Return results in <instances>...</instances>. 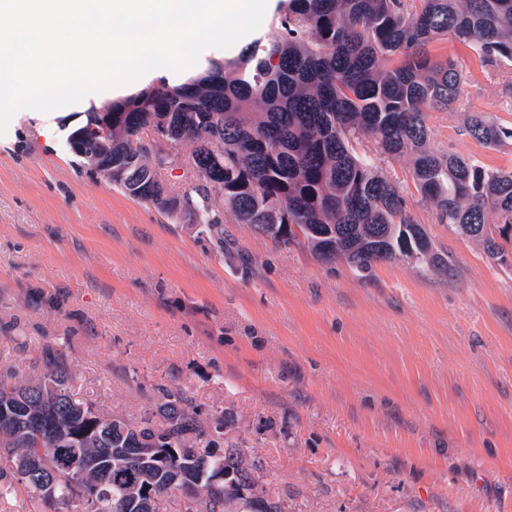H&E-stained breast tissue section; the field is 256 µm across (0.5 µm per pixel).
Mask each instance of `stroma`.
I'll return each instance as SVG.
<instances>
[{
  "label": "stroma",
  "instance_id": "stroma-1",
  "mask_svg": "<svg viewBox=\"0 0 512 512\" xmlns=\"http://www.w3.org/2000/svg\"><path fill=\"white\" fill-rule=\"evenodd\" d=\"M464 81L430 143L512 169V63L448 37ZM81 112L16 113L0 137V369L34 378L61 349L105 417L184 391L227 412L283 512H512V265L439 220L409 157L381 158L446 268L367 272L224 219V244L92 173L66 145ZM467 131L478 142L490 146L498 145L503 138H512V129L500 127L481 115L471 118Z\"/></svg>",
  "mask_w": 512,
  "mask_h": 512
}]
</instances>
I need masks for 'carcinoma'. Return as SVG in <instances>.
I'll list each match as a JSON object with an SVG mask.
<instances>
[{"mask_svg": "<svg viewBox=\"0 0 512 512\" xmlns=\"http://www.w3.org/2000/svg\"><path fill=\"white\" fill-rule=\"evenodd\" d=\"M271 25L281 36L255 40L233 59L211 61L193 79L147 86L112 102V142L91 135L89 151L112 152L115 169L173 171L174 159L139 153L140 135L166 125L178 144H193L197 167L185 168L188 187L173 193L182 214L224 248V216L288 246L315 255L355 246L349 260L360 272L399 256L423 260L430 240L415 222L401 187L375 164L379 155L412 156V179L442 222L475 233L494 213L512 225V170L491 169L429 146L430 113L458 98L462 73L429 46L452 35L480 55L512 63V0H280ZM468 133L490 146L512 138L481 115ZM372 147L358 152L363 139ZM224 197L216 208L210 189ZM490 258L512 252V234L482 237ZM64 355L44 350V371L19 379L0 375V498L19 484L50 512H135L124 506L163 488L180 473L197 479L217 468L229 475L224 498H207V512H249L239 488L252 483V463L225 432L227 413L207 426L182 391L163 390L157 413L104 418L74 398ZM42 422L30 430L29 415ZM163 443L154 457H128L149 448L142 428ZM224 437L215 454L212 434ZM161 458H156V455ZM37 458L59 474L53 498L16 464ZM97 459L111 479L97 484L86 461ZM95 484V498L79 499V481Z\"/></svg>", "mask_w": 512, "mask_h": 512, "instance_id": "cac0c4a2", "label": "carcinoma"}]
</instances>
